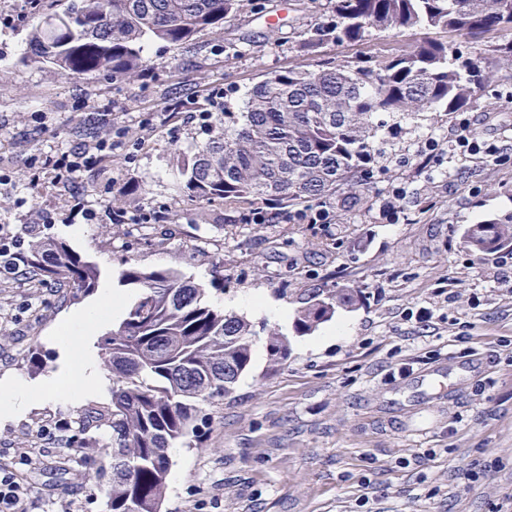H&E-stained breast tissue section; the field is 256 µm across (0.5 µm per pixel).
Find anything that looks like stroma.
Here are the masks:
<instances>
[{
    "label": "stroma",
    "mask_w": 512,
    "mask_h": 512,
    "mask_svg": "<svg viewBox=\"0 0 512 512\" xmlns=\"http://www.w3.org/2000/svg\"><path fill=\"white\" fill-rule=\"evenodd\" d=\"M327 13L328 0H255L221 31L150 44L148 83L63 76L27 58L29 25L0 24V165L18 180L0 188V226L22 237L34 226L40 237L67 243L99 269L103 287L121 286L129 262L178 270L209 286L215 307L258 327L250 369L221 404L203 407L195 437L172 456L163 512H360L364 498L371 512H512V295L483 276L493 255L473 257L462 243L467 225L512 211L511 68L497 69L465 110L506 161L446 152L439 170L419 172L427 143L453 137L458 123L424 112L380 144L366 201L347 208L331 200L332 223L242 224L220 208L204 218L181 193V163L207 139L212 99L238 112L269 74L441 36L375 31L359 44L329 43L317 56L303 55L306 31ZM84 99L122 104L112 123L128 134L83 186L108 200L138 187L128 208L167 214L149 237L108 220L63 223L68 197L58 188L37 195L24 213L15 209L33 150L81 139ZM176 100L194 102V111L174 113L165 130H146ZM37 112L46 113V125L35 122ZM391 199L395 210L383 211ZM46 211L54 223H43ZM217 278L223 290L211 288ZM347 286L359 291V305L311 334L271 313L283 306L296 315L317 295ZM447 286L456 293L450 302L439 294ZM124 289L131 301L140 293ZM253 294L268 309L244 307ZM94 299L65 282L35 288L29 275L0 276V378L36 383L59 370L54 335L69 312ZM423 308L432 313L425 323L416 319ZM271 327L289 341L279 366L266 351ZM462 331L474 355L461 356ZM403 362L413 365L405 377ZM433 374L458 384L457 394L437 398L427 387ZM111 409L110 400L86 397L0 419V455L29 485V512H108L86 477L110 463Z\"/></svg>",
    "instance_id": "obj_1"
}]
</instances>
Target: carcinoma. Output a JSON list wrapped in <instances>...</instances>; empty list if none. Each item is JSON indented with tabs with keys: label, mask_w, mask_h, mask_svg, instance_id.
<instances>
[{
	"label": "carcinoma",
	"mask_w": 512,
	"mask_h": 512,
	"mask_svg": "<svg viewBox=\"0 0 512 512\" xmlns=\"http://www.w3.org/2000/svg\"><path fill=\"white\" fill-rule=\"evenodd\" d=\"M244 0H42L28 41L31 57L67 77L102 72L140 76L148 43H186L221 29ZM332 16L308 31L303 51L326 42L354 44L372 32L402 37L420 28L474 39L512 31V0H330ZM490 81L482 61L452 41L423 40L399 54L364 61L318 62L257 84L242 112H219L208 139L183 163V192L206 211L219 204L240 219L258 207L280 214L342 195L357 200L373 175L375 143L398 131L379 116L453 114ZM475 255L512 249V212L465 228ZM25 264L47 285L65 281L92 292L97 267L58 240H32ZM140 295L101 341L112 369V460L92 475L109 512H161L169 445L188 439L201 406L230 394L252 362L253 324L207 301V288L173 269L132 263L120 273ZM359 301L351 287L332 288L298 310L295 331L307 335ZM270 361L288 359V339L271 331Z\"/></svg>",
	"instance_id": "carcinoma-1"
}]
</instances>
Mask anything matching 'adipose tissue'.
Segmentation results:
<instances>
[{"label": "adipose tissue", "instance_id": "ef3b65f1", "mask_svg": "<svg viewBox=\"0 0 512 512\" xmlns=\"http://www.w3.org/2000/svg\"><path fill=\"white\" fill-rule=\"evenodd\" d=\"M125 302L121 292L107 288L98 301L70 312L56 338L64 368L35 386L18 377L1 379L0 418L17 416L43 400L74 402L90 394H106L109 380L98 364L92 339Z\"/></svg>", "mask_w": 512, "mask_h": 512}]
</instances>
